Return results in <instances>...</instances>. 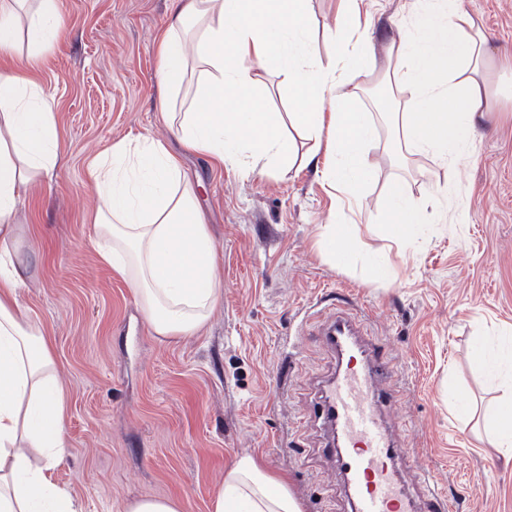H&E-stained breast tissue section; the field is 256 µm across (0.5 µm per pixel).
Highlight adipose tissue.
<instances>
[{
  "mask_svg": "<svg viewBox=\"0 0 512 512\" xmlns=\"http://www.w3.org/2000/svg\"><path fill=\"white\" fill-rule=\"evenodd\" d=\"M309 2L171 0L158 36L156 79L161 117L183 151L249 172L320 162L326 180L363 202L377 130L343 88L350 73L367 70L404 94L393 119L408 152L457 165L466 160L475 129L497 109L502 75L481 21L461 0H420L415 34L391 42L381 67L355 38L359 0H338L337 50L326 56L312 34ZM60 27L54 0H0L2 50L26 35L28 60L36 62ZM192 65L200 77L183 99ZM266 66L277 70L297 105L288 116L269 111L257 91V71ZM287 122L308 142L305 153L284 136ZM60 156L51 96L18 66H0V512H81L48 476L50 464L67 454L65 389L48 340L19 303L27 285L18 262L20 204ZM89 183L100 260L133 288L159 340L196 333L224 290L216 247L179 155L161 141L123 139L91 165ZM428 221L424 203L394 182L384 209L389 234L409 242ZM356 234L353 224L326 225L321 250L337 267H350L358 258ZM502 388L485 418L495 446L511 448L512 375ZM211 512H301V505L286 478L243 453L226 470Z\"/></svg>",
  "mask_w": 512,
  "mask_h": 512,
  "instance_id": "obj_1",
  "label": "adipose tissue"
}]
</instances>
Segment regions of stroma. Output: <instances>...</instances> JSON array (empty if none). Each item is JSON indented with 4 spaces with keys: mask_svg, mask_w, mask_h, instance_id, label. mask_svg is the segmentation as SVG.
Wrapping results in <instances>:
<instances>
[{
    "mask_svg": "<svg viewBox=\"0 0 512 512\" xmlns=\"http://www.w3.org/2000/svg\"><path fill=\"white\" fill-rule=\"evenodd\" d=\"M169 0H57L63 31L37 72L55 97L62 160L25 196L19 296L49 335L66 389L68 456L50 477L81 512H125L145 497L210 512L236 455L285 476L302 512H347L322 451L315 387L331 356L316 327L341 301L364 311L390 353L406 479L426 475L453 512H512V451L481 419L496 388L469 363L474 342L512 328V86L472 138L457 181L433 154L396 160L395 125L378 124L365 209L341 201L321 170L246 174L181 153L160 117L157 33ZM499 59L512 61V0H463ZM360 35L383 58L413 30L412 0H363ZM180 152L218 255L224 302L193 336L163 342L121 276L102 264L91 228V163L121 139ZM437 217L410 247L384 237L388 187ZM450 209L461 223H445ZM358 227L363 251L388 254L393 280L327 261L323 225Z\"/></svg>",
    "mask_w": 512,
    "mask_h": 512,
    "instance_id": "stroma-1",
    "label": "stroma"
}]
</instances>
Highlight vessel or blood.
Returning <instances> with one entry per match:
<instances>
[{"mask_svg": "<svg viewBox=\"0 0 512 512\" xmlns=\"http://www.w3.org/2000/svg\"><path fill=\"white\" fill-rule=\"evenodd\" d=\"M361 322L340 309L321 333L336 370L322 382L318 405L350 512H445L434 487L413 492L406 484L407 452L392 432L398 394L382 385L391 364Z\"/></svg>", "mask_w": 512, "mask_h": 512, "instance_id": "b4317fda", "label": "vessel or blood"}]
</instances>
